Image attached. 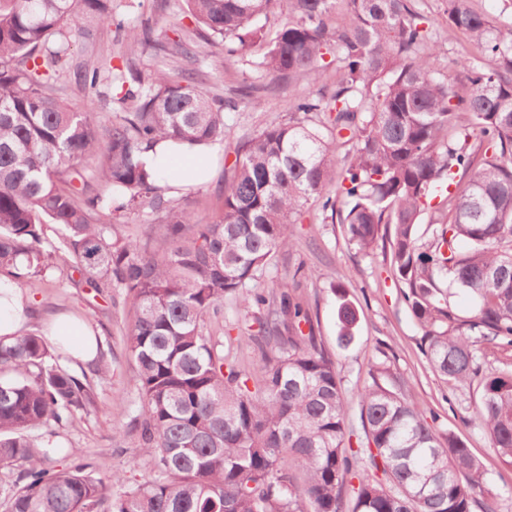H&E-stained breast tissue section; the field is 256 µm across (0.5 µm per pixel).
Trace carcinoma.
<instances>
[{
  "instance_id": "cac0c4a2",
  "label": "carcinoma",
  "mask_w": 512,
  "mask_h": 512,
  "mask_svg": "<svg viewBox=\"0 0 512 512\" xmlns=\"http://www.w3.org/2000/svg\"><path fill=\"white\" fill-rule=\"evenodd\" d=\"M185 2L196 34L227 54L260 47L254 65L268 84L317 85L289 102L288 119L242 144L220 216L190 236L181 188L160 184L142 156L168 140L210 146L227 132L236 102L185 66L196 57L191 38L132 33L126 70L113 74L121 112L102 127L99 69L77 71L83 110L59 80L80 17L124 29L112 0H0V277L18 284L55 268L70 280L91 268L90 287L133 297L128 432L152 471L131 484L116 470L109 489L76 449L38 440V430L95 409L96 393L45 337L0 340V512H473L488 474L464 441L375 378L359 393L356 433L335 363L304 333L311 321L290 285L272 304L257 283L310 200L359 251L388 247L431 369L452 389L481 391L478 424L512 467V371L485 372L478 357L484 344L512 350V17L446 0L445 25L494 65L467 57L445 70L421 0ZM271 15L280 16L272 25ZM149 49L172 65L143 75L133 57ZM95 180L110 192L89 194ZM135 210L165 226L150 250L119 232ZM425 220L436 225L427 246ZM335 293L345 347L356 313L344 287ZM460 294L471 306L457 311L450 298ZM229 297L262 311L257 332L246 319L235 338L208 331ZM245 338L264 357L260 379L232 354ZM62 452L69 468H47Z\"/></svg>"
}]
</instances>
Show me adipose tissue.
I'll use <instances>...</instances> for the list:
<instances>
[{
    "mask_svg": "<svg viewBox=\"0 0 512 512\" xmlns=\"http://www.w3.org/2000/svg\"><path fill=\"white\" fill-rule=\"evenodd\" d=\"M144 161L160 180L185 187L203 183L211 171L209 154L190 151L170 141L150 150ZM33 307V300L24 298L14 285L1 282L0 339L9 341L21 335L31 320ZM46 328L55 345L74 361L85 364L95 358V333L83 319L61 315L49 321Z\"/></svg>",
    "mask_w": 512,
    "mask_h": 512,
    "instance_id": "adipose-tissue-1",
    "label": "adipose tissue"
}]
</instances>
